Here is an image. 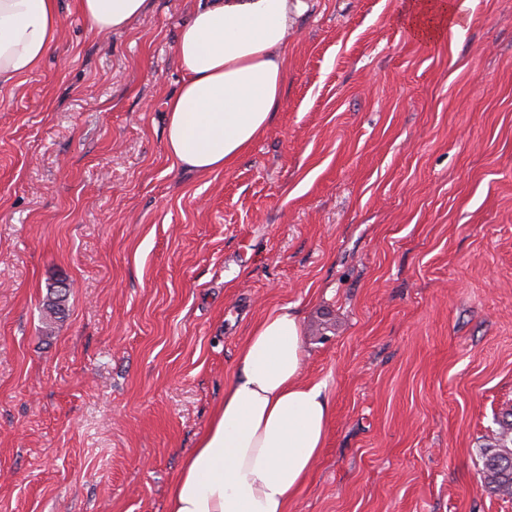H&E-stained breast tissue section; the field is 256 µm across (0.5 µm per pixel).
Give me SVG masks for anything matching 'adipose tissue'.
<instances>
[{
    "instance_id": "obj_1",
    "label": "adipose tissue",
    "mask_w": 512,
    "mask_h": 512,
    "mask_svg": "<svg viewBox=\"0 0 512 512\" xmlns=\"http://www.w3.org/2000/svg\"><path fill=\"white\" fill-rule=\"evenodd\" d=\"M146 0H78L91 28L123 29ZM289 0H202L181 27L184 78L166 103L165 147L198 173L231 167L267 129L286 78ZM451 0H413L405 21L420 40L455 20ZM61 27L60 0H0V85L37 71ZM302 322L284 307L241 344L224 400L177 472L168 512H288L325 445L332 409L303 378Z\"/></svg>"
}]
</instances>
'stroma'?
Wrapping results in <instances>:
<instances>
[{
	"instance_id": "stroma-1",
	"label": "stroma",
	"mask_w": 512,
	"mask_h": 512,
	"mask_svg": "<svg viewBox=\"0 0 512 512\" xmlns=\"http://www.w3.org/2000/svg\"><path fill=\"white\" fill-rule=\"evenodd\" d=\"M408 2L307 0L270 126L200 174L164 137L197 0L106 37L61 0L0 86V512H168L284 306L333 412L288 512H512L479 457L512 412V0L427 42Z\"/></svg>"
}]
</instances>
